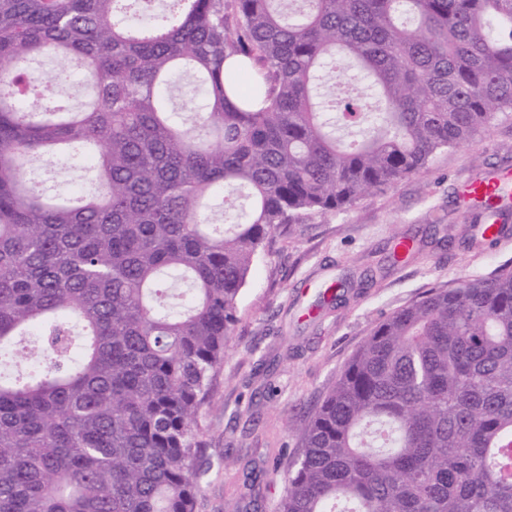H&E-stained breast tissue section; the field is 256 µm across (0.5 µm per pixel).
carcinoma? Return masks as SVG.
<instances>
[{"label": "carcinoma", "mask_w": 512, "mask_h": 512, "mask_svg": "<svg viewBox=\"0 0 512 512\" xmlns=\"http://www.w3.org/2000/svg\"><path fill=\"white\" fill-rule=\"evenodd\" d=\"M156 2L0 0V512H195L257 253L512 112V0ZM60 145L76 205L27 176ZM300 441L278 512H512V268L376 324Z\"/></svg>", "instance_id": "carcinoma-1"}]
</instances>
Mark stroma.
<instances>
[{"mask_svg": "<svg viewBox=\"0 0 512 512\" xmlns=\"http://www.w3.org/2000/svg\"><path fill=\"white\" fill-rule=\"evenodd\" d=\"M497 167L512 168L510 115L394 186L276 233L239 295L234 337L198 416L205 476L195 512H277L300 429L372 328L428 289L512 266V208L498 214L505 235L488 245L477 233L482 211L458 199L460 185ZM398 233L416 245L405 263L391 255Z\"/></svg>", "mask_w": 512, "mask_h": 512, "instance_id": "stroma-1", "label": "stroma"}]
</instances>
